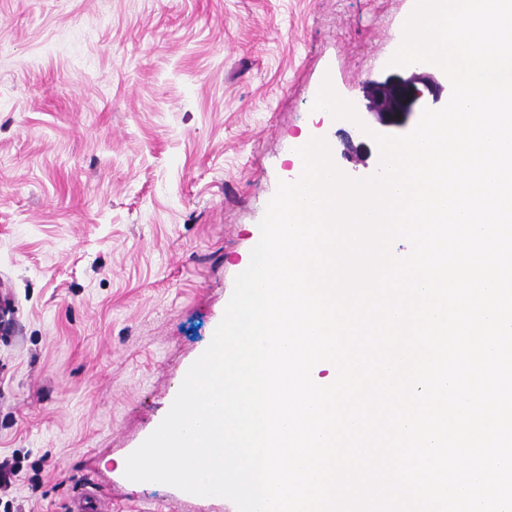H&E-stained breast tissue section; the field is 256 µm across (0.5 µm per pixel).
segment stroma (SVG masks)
Listing matches in <instances>:
<instances>
[{"label":"stroma","instance_id":"obj_1","mask_svg":"<svg viewBox=\"0 0 512 512\" xmlns=\"http://www.w3.org/2000/svg\"><path fill=\"white\" fill-rule=\"evenodd\" d=\"M410 0H0V512H235L126 478L209 346L301 134L380 169ZM358 120L313 110L323 82ZM363 146L345 153V140Z\"/></svg>","mask_w":512,"mask_h":512}]
</instances>
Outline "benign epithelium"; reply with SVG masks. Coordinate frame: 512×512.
Returning a JSON list of instances; mask_svg holds the SVG:
<instances>
[{
  "label": "benign epithelium",
  "mask_w": 512,
  "mask_h": 512,
  "mask_svg": "<svg viewBox=\"0 0 512 512\" xmlns=\"http://www.w3.org/2000/svg\"><path fill=\"white\" fill-rule=\"evenodd\" d=\"M441 85L422 63L394 70L364 88L365 108L383 127H403L429 101H437Z\"/></svg>",
  "instance_id": "benign-epithelium-1"
}]
</instances>
